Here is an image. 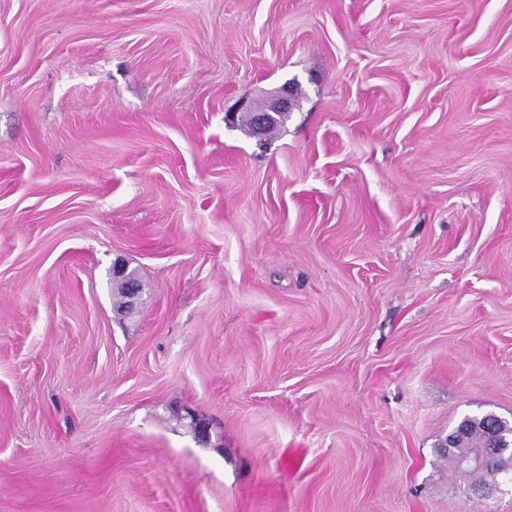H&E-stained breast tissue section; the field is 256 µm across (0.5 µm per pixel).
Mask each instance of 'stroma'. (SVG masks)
<instances>
[{"label":"stroma","instance_id":"obj_1","mask_svg":"<svg viewBox=\"0 0 512 512\" xmlns=\"http://www.w3.org/2000/svg\"><path fill=\"white\" fill-rule=\"evenodd\" d=\"M486 413L512 0H0V512H512ZM293 91L290 87L286 86L279 90L274 103L268 108L254 107L251 104H243L247 112H253L255 115L254 129L258 133L266 132L270 122L277 119L280 115L289 112L291 107V99ZM277 116V117H276ZM281 123L277 119L276 126ZM466 418H469L467 421L469 428L468 437L459 441L453 449L457 452L472 449L466 454L455 456L453 463L458 469L474 470L466 472L454 470L463 474L479 475L482 478L480 481H485V485L487 484V478H489L492 483H495L499 476L497 471L510 476L511 481L512 444L507 443L505 439L501 437L507 439L511 438L512 442V426L507 425L508 423L506 421L507 424L504 420L498 419V416L493 414H486L481 417H465L464 419ZM463 420L458 426L462 424ZM485 426L493 428L496 432H500L501 436L493 430L488 429L484 438ZM453 432L451 434H453ZM451 434H449L448 437ZM483 439L484 444L479 448H475L474 445L483 443ZM486 468L495 469L497 471Z\"/></svg>","mask_w":512,"mask_h":512}]
</instances>
